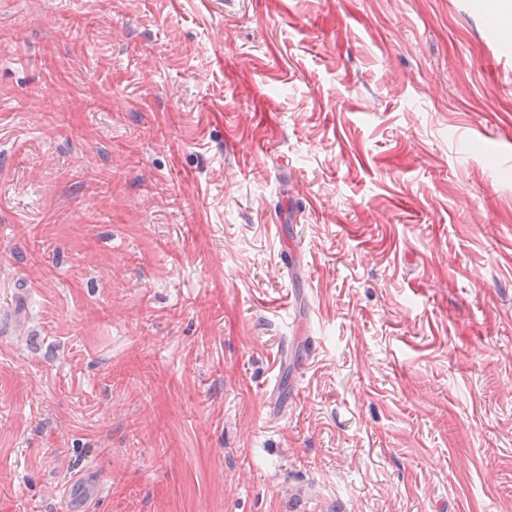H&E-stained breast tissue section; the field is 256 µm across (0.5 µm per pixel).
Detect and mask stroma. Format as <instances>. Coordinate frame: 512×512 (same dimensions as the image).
Returning a JSON list of instances; mask_svg holds the SVG:
<instances>
[{
    "label": "stroma",
    "mask_w": 512,
    "mask_h": 512,
    "mask_svg": "<svg viewBox=\"0 0 512 512\" xmlns=\"http://www.w3.org/2000/svg\"><path fill=\"white\" fill-rule=\"evenodd\" d=\"M495 8L0 0V512H512Z\"/></svg>",
    "instance_id": "1"
}]
</instances>
